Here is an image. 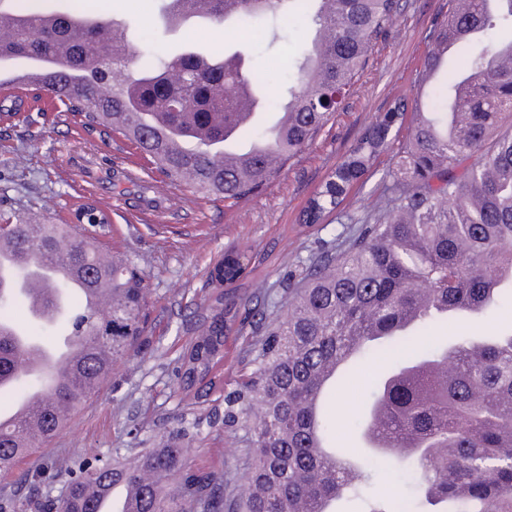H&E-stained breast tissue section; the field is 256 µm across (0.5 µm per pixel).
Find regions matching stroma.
Returning a JSON list of instances; mask_svg holds the SVG:
<instances>
[{
	"mask_svg": "<svg viewBox=\"0 0 512 512\" xmlns=\"http://www.w3.org/2000/svg\"><path fill=\"white\" fill-rule=\"evenodd\" d=\"M401 4L352 94L318 139L261 192L237 202L171 183L121 137L86 135L73 117L57 121L61 106L55 101L27 103V112L40 113L39 122L30 127L17 122L0 136V210L14 213L20 224H65L74 206L97 202L108 208L112 219L103 238L107 250L131 258L147 286L145 331L137 351L116 365L91 402L47 450H35L15 472L0 474V505L6 512H42L41 502L61 497L67 477L49 484L20 479L21 472L42 469L46 456H66L83 464L111 456L116 448L139 453L153 447L181 418L223 417V399L189 404L173 374L176 358L195 337L200 317L207 312L213 289L209 271L226 253L244 255L245 274L227 285L226 293L247 304L253 283L262 281L282 301L285 281L299 261L321 251L328 241L352 234L353 225L308 226L300 215L360 132L383 115L398 94L409 90L429 48V30L448 11V0H401ZM313 37L312 29L297 15L289 19L282 41L273 48L258 33L242 38L217 24H193L174 36L156 39L154 50L165 55L179 43L209 54L238 48L250 63L271 73L266 97L272 104L279 96V83L289 77V64L310 49ZM392 165L390 156H380L372 172L348 193L346 210L360 212L379 200L382 176ZM511 325L512 306L507 304L494 316L476 317L464 325L449 318L430 328L423 342L452 344L464 335L479 339ZM391 360L387 354L358 367L337 390L336 445L353 457L364 453L355 421ZM235 444L233 435L222 427L212 428L191 445L188 460L223 470L235 485H242L244 467L229 453Z\"/></svg>",
	"mask_w": 512,
	"mask_h": 512,
	"instance_id": "35a3bbf8",
	"label": "stroma"
}]
</instances>
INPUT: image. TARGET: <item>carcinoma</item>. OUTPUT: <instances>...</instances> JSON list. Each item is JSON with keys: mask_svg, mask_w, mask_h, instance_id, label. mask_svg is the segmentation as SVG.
Masks as SVG:
<instances>
[{"mask_svg": "<svg viewBox=\"0 0 512 512\" xmlns=\"http://www.w3.org/2000/svg\"><path fill=\"white\" fill-rule=\"evenodd\" d=\"M399 0H161L154 26L163 32L197 11L240 30L271 24L277 38L288 17L302 13L317 28L313 54L295 63L297 79L282 87L287 125L269 131L250 119L256 94L270 83L262 70L246 68L238 53L149 55L144 32L108 11L85 7L46 14L0 7V65L17 59L51 62L60 74L41 90L83 116L85 131L118 134L165 177L188 188L237 201L264 189L284 165L310 145L350 94L374 42L386 32ZM431 45L452 43L463 59L446 70L431 48L421 59L399 112H387L366 128L325 188L304 213L320 224L336 215L357 225L342 249H327L287 284V306L258 289V306H224V281L240 273V260H222L210 271L216 288L198 336L178 357L176 378L184 397L207 400L222 385L224 328L240 320L260 338L249 344L247 371L224 395V431L238 439L229 449L246 460V489L235 491L224 473L187 466L189 443L202 433L199 417L183 419L157 446L134 457L112 449L73 478L56 512H101L97 490L116 483L136 489V512H333L327 504L359 499L376 470L407 474L412 498L370 505L369 512H512V329L478 343L467 336L398 360L368 396L359 420L367 440L385 415L392 439L368 448L358 461L334 446L335 421L323 404L348 368L381 351L413 344L426 326L512 302V0H456L429 32ZM106 54L119 78L101 72ZM430 84V108L415 112L405 140L395 146V120ZM23 105L19 95L0 96L8 118ZM267 154L239 157L245 131ZM396 158L387 172L384 198L366 215L340 209L347 186L383 153ZM83 224H15L0 212V266L30 281L47 260L65 262L92 289L110 296L105 310L112 330L97 321L100 307L53 300L40 303L47 318L32 325L59 336L85 338L72 367L41 371L19 367L22 350L36 346L33 333L4 332L16 321L9 310L23 292H7L0 280V376L13 375L10 391L21 397L55 383L50 396L71 411L83 408L109 378L112 367L134 351L143 333L146 288L136 268L101 244L107 215L79 208ZM451 375H439L447 361ZM48 440L68 420L54 404L37 413ZM40 448L25 427L0 421V472L7 473Z\"/></svg>", "mask_w": 512, "mask_h": 512, "instance_id": "carcinoma-1", "label": "carcinoma"}]
</instances>
